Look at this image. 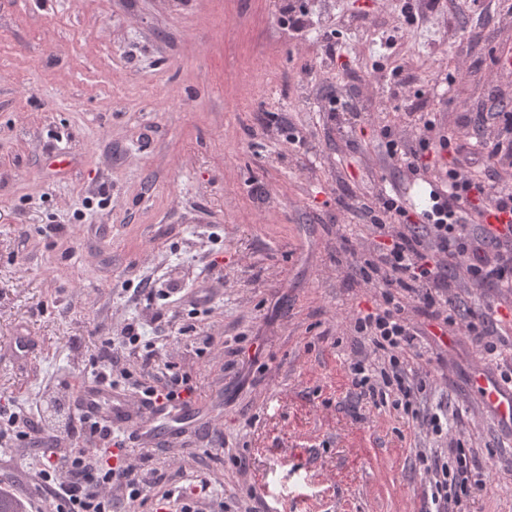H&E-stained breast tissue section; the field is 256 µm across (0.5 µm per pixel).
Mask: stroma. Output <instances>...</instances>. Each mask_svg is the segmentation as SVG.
<instances>
[{
  "label": "stroma",
  "mask_w": 512,
  "mask_h": 512,
  "mask_svg": "<svg viewBox=\"0 0 512 512\" xmlns=\"http://www.w3.org/2000/svg\"><path fill=\"white\" fill-rule=\"evenodd\" d=\"M304 14L288 25L286 6ZM397 0H0V407L59 422L93 376L101 340L141 327L130 378L177 373L215 421L182 437L130 443L160 489L210 482L226 512H423L419 459L440 441L388 404L356 400L348 366L368 352L349 323L377 307L351 268L380 236L360 208L386 188L427 197L447 157L419 174L390 160L378 133L407 143L436 116L489 162L492 102L512 112V0H472L407 26ZM345 45L330 57L328 41ZM415 80L389 88L394 68ZM339 97L345 113L328 116ZM299 138L288 144V134ZM460 322L429 334L413 366L422 403L447 405L484 486L466 512H512V428L473 382L483 361L462 326L489 314L512 356V288L452 281ZM31 360L9 354L18 329ZM245 465H238V458ZM34 455L0 446V492L38 491Z\"/></svg>",
  "instance_id": "1"
}]
</instances>
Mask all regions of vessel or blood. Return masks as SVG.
I'll return each instance as SVG.
<instances>
[{
    "label": "vessel or blood",
    "mask_w": 512,
    "mask_h": 512,
    "mask_svg": "<svg viewBox=\"0 0 512 512\" xmlns=\"http://www.w3.org/2000/svg\"><path fill=\"white\" fill-rule=\"evenodd\" d=\"M487 405L499 418L512 424V388L501 386L485 376H477ZM76 410L82 416L95 420L116 431H134L140 442L152 441L160 432L181 433L189 423L191 413L206 415L213 406L198 402L189 407L178 399L156 398L142 402L140 398L111 385L84 380L73 394Z\"/></svg>",
    "instance_id": "1"
}]
</instances>
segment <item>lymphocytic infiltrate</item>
<instances>
[{"label":"lymphocytic infiltrate","mask_w":512,"mask_h":512,"mask_svg":"<svg viewBox=\"0 0 512 512\" xmlns=\"http://www.w3.org/2000/svg\"><path fill=\"white\" fill-rule=\"evenodd\" d=\"M424 132L415 144H408L391 127L380 135L388 156L408 172H416L432 154L452 151V138L434 118L423 121ZM478 209L483 218H495L498 227L490 239L499 251L488 253L475 247L465 232L466 216ZM366 215L374 226L398 225V232L379 253L376 262L358 267L368 284L379 283L384 307L357 314L355 335L367 337L382 364L366 359L352 362L349 379L358 398L373 402L391 401L412 418L420 420L433 435L446 440L447 448L422 457L429 473L424 492L425 512H458L464 499L478 489L473 477L471 455L461 440L449 437L448 411L443 407H421L418 396L423 387L415 380L409 355L417 350L418 329L404 314L400 292H407L425 314L440 326L454 325L448 312V267L446 257L460 259L469 280L478 287L512 286V187L499 183L491 169L475 171L461 166L443 168L439 181L420 211L407 207L399 194L378 196ZM80 428L102 441L94 457L83 453L48 449L41 454L42 500L34 501V512L51 503L54 512H114L113 491L126 500L146 498L153 482L133 465L125 452L127 435L83 419Z\"/></svg>","instance_id":"lymphocytic-infiltrate-1"}]
</instances>
